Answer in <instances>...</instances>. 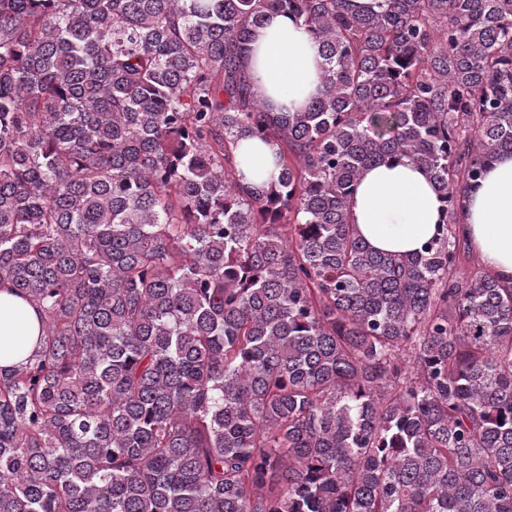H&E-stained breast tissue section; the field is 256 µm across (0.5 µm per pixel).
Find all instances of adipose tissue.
<instances>
[{"label": "adipose tissue", "mask_w": 512, "mask_h": 512, "mask_svg": "<svg viewBox=\"0 0 512 512\" xmlns=\"http://www.w3.org/2000/svg\"><path fill=\"white\" fill-rule=\"evenodd\" d=\"M322 62L306 26L279 12L255 30L246 67L270 111L295 112L318 93ZM244 146L251 154L242 168L244 183L275 180L279 166L274 151L257 138L245 140ZM463 205L460 231L470 248L503 284L512 285V154H501L486 167ZM441 209L429 174L406 158L366 171L351 200L360 235L372 249L386 253L418 251L436 234ZM40 328L37 309L0 283V366L19 363Z\"/></svg>", "instance_id": "1"}]
</instances>
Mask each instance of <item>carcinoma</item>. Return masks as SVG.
Segmentation results:
<instances>
[{
  "label": "carcinoma",
  "mask_w": 512,
  "mask_h": 512,
  "mask_svg": "<svg viewBox=\"0 0 512 512\" xmlns=\"http://www.w3.org/2000/svg\"><path fill=\"white\" fill-rule=\"evenodd\" d=\"M284 10L323 67L276 113ZM501 153L512 0H0V282L42 313L0 512H512V288L459 233ZM397 157L443 203L411 254L350 215ZM322 62L307 27L279 12L255 30L246 67L270 112H296L318 93ZM240 144L250 150L251 154V161L241 168L244 183L259 185L277 178V157L267 144L258 138H249Z\"/></svg>",
  "instance_id": "cac0c4a2"
}]
</instances>
